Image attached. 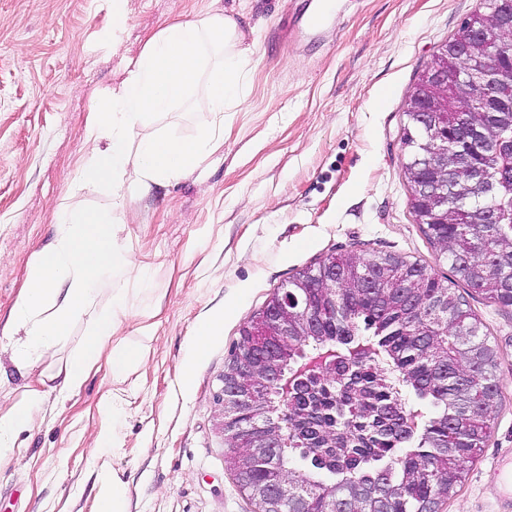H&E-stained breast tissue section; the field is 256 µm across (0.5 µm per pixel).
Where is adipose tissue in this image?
Masks as SVG:
<instances>
[{"label":"adipose tissue","mask_w":512,"mask_h":512,"mask_svg":"<svg viewBox=\"0 0 512 512\" xmlns=\"http://www.w3.org/2000/svg\"><path fill=\"white\" fill-rule=\"evenodd\" d=\"M252 54L231 16L209 13L164 27L137 56L126 58L123 79L100 95L85 128L88 154L74 174L76 184L111 188L112 213L57 208L58 237L38 253L11 312L9 344L16 368L33 365L82 319L90 321L91 330L62 368V393L78 387L100 358H107L116 378L138 360L137 347L110 346L125 314L123 295L113 294L109 314L92 309L104 279L115 273L133 280L143 275L120 239L124 201L153 184L185 178L222 146L224 137L214 129L192 139L159 129L135 143L130 135L186 105L199 89L214 116L239 105ZM48 402L47 392L33 388L22 402L0 409V461L20 449V435L45 414Z\"/></svg>","instance_id":"1"}]
</instances>
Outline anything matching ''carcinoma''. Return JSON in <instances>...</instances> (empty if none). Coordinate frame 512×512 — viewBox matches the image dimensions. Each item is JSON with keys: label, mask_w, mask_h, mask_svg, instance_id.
<instances>
[{"label": "carcinoma", "mask_w": 512, "mask_h": 512, "mask_svg": "<svg viewBox=\"0 0 512 512\" xmlns=\"http://www.w3.org/2000/svg\"><path fill=\"white\" fill-rule=\"evenodd\" d=\"M492 60L456 59V68L483 80ZM459 125L486 123L502 147H484L478 157L489 172L512 173V111L458 112ZM413 132L405 144L411 159L422 152L423 137L408 117ZM451 222L427 225V236L446 254L455 276L473 292L503 307H512V288H492L507 280L506 270L485 264L487 257L512 253V206L501 196L481 194L462 203L448 201ZM490 211L504 214L497 224L486 222ZM466 253L467 265L454 263ZM374 276L389 268L401 270L416 288H364L350 268L348 254L324 258L328 272L345 284L331 300L314 288L306 304L318 317L317 335L297 348L281 351L289 366L316 343L344 342L368 336L385 354L393 370L411 386L417 398L436 409L417 445L405 448L402 404L393 380L375 360L356 361L344 380L329 382L296 398L289 409L298 448L273 454L250 468L243 485L272 492L282 480L305 489L309 512H436L461 483L467 464L474 462L491 432V413L497 400L494 388L496 353L480 334V323L465 308L453 288L426 266L389 254L367 260ZM336 435V447L325 448ZM310 460V468L293 467L295 457Z\"/></svg>", "instance_id": "1"}]
</instances>
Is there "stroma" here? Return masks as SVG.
Returning <instances> with one entry per match:
<instances>
[{
  "mask_svg": "<svg viewBox=\"0 0 512 512\" xmlns=\"http://www.w3.org/2000/svg\"><path fill=\"white\" fill-rule=\"evenodd\" d=\"M319 0H0V327L41 249L58 204L112 210V191L78 186L85 126L97 95L160 28L204 13L232 16L253 40L243 102L224 115V144L193 175L128 200L121 237L143 266L127 283L113 345L140 359L113 383L99 361L45 421L0 461V512H96L105 481L127 487L126 512H254L224 465L217 395L239 332L289 278L331 252L400 254L451 269L409 207L403 164L406 100L431 55L479 0H339L322 26ZM120 43H113L117 15ZM212 116L204 94L155 125L191 138ZM497 356L501 394L478 459L439 512H504L498 454L512 448V308L462 289ZM219 320L194 357L198 323ZM87 329L27 371L0 352V405L56 373ZM192 365L191 385L182 370ZM117 390L124 420L93 452Z\"/></svg>",
  "mask_w": 512,
  "mask_h": 512,
  "instance_id": "stroma-1",
  "label": "stroma"
}]
</instances>
